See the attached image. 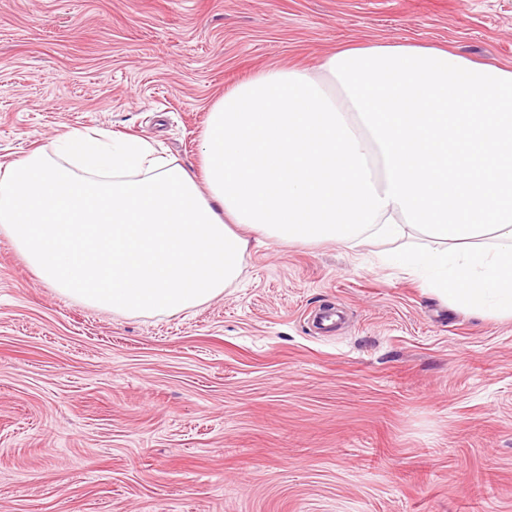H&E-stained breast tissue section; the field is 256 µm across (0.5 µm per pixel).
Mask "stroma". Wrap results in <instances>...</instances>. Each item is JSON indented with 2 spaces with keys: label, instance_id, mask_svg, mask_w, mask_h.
Instances as JSON below:
<instances>
[{
  "label": "stroma",
  "instance_id": "35a3bbf8",
  "mask_svg": "<svg viewBox=\"0 0 512 512\" xmlns=\"http://www.w3.org/2000/svg\"><path fill=\"white\" fill-rule=\"evenodd\" d=\"M379 42L512 66V0H0V164L97 129L193 171L224 92ZM237 232L238 282L173 317L60 295L0 233V512H512V319L408 240Z\"/></svg>",
  "mask_w": 512,
  "mask_h": 512
}]
</instances>
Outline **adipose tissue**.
Wrapping results in <instances>:
<instances>
[{"label":"adipose tissue","instance_id":"obj_1","mask_svg":"<svg viewBox=\"0 0 512 512\" xmlns=\"http://www.w3.org/2000/svg\"><path fill=\"white\" fill-rule=\"evenodd\" d=\"M238 224L283 244L421 237L402 263L432 294L512 316V67L349 45L225 92L198 172L98 130L0 167V232L58 293L117 315L221 295L248 247Z\"/></svg>","mask_w":512,"mask_h":512}]
</instances>
